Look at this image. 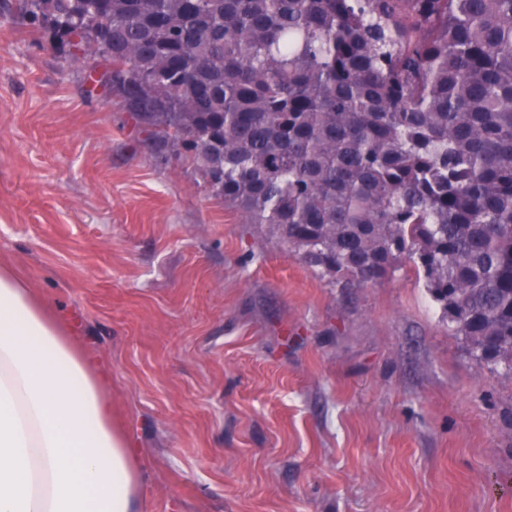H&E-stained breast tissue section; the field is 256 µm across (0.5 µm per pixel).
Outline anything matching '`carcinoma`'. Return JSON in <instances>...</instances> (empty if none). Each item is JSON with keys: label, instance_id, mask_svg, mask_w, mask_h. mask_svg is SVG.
Listing matches in <instances>:
<instances>
[{"label": "carcinoma", "instance_id": "1", "mask_svg": "<svg viewBox=\"0 0 512 512\" xmlns=\"http://www.w3.org/2000/svg\"><path fill=\"white\" fill-rule=\"evenodd\" d=\"M310 267L413 260L512 374V0H20Z\"/></svg>", "mask_w": 512, "mask_h": 512}]
</instances>
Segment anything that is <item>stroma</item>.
<instances>
[{"label":"stroma","mask_w":512,"mask_h":512,"mask_svg":"<svg viewBox=\"0 0 512 512\" xmlns=\"http://www.w3.org/2000/svg\"><path fill=\"white\" fill-rule=\"evenodd\" d=\"M0 0V261L111 380L138 512H512V375L402 260L333 280Z\"/></svg>","instance_id":"1"}]
</instances>
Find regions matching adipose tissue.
<instances>
[{
    "instance_id": "adipose-tissue-1",
    "label": "adipose tissue",
    "mask_w": 512,
    "mask_h": 512,
    "mask_svg": "<svg viewBox=\"0 0 512 512\" xmlns=\"http://www.w3.org/2000/svg\"><path fill=\"white\" fill-rule=\"evenodd\" d=\"M109 382L74 331L0 264V512H136Z\"/></svg>"
}]
</instances>
